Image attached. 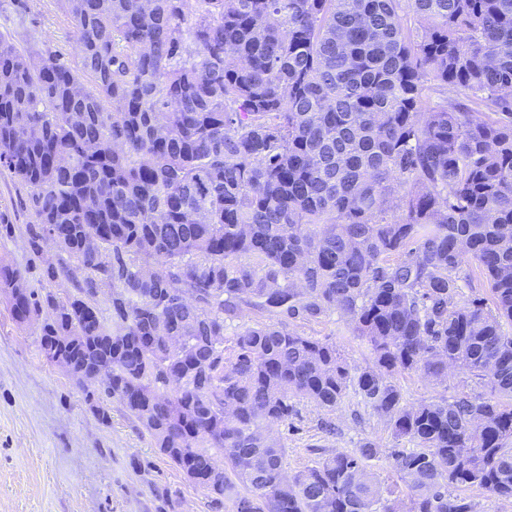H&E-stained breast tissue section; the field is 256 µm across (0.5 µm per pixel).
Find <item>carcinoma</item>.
<instances>
[{"mask_svg":"<svg viewBox=\"0 0 512 512\" xmlns=\"http://www.w3.org/2000/svg\"><path fill=\"white\" fill-rule=\"evenodd\" d=\"M56 2L79 65L0 36V166L33 190L31 251L82 277L64 302L0 268L14 319L50 310L45 359L100 366L98 391L231 512H393L376 443L285 482L265 434L351 388L417 445L392 454L407 512H473L451 485L512 500V0ZM448 86L485 111L432 99ZM466 260L494 309L455 302ZM248 311L271 321L225 335ZM330 313L370 364L287 323ZM450 368L486 395L407 405L393 382Z\"/></svg>","mask_w":512,"mask_h":512,"instance_id":"cac0c4a2","label":"carcinoma"}]
</instances>
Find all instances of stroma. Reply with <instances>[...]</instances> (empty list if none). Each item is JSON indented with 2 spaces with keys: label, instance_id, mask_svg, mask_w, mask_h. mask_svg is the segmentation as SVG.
Masks as SVG:
<instances>
[{
  "label": "stroma",
  "instance_id": "obj_1",
  "mask_svg": "<svg viewBox=\"0 0 512 512\" xmlns=\"http://www.w3.org/2000/svg\"><path fill=\"white\" fill-rule=\"evenodd\" d=\"M0 35L34 53L61 54L75 62L78 46L55 0H0ZM31 189L0 168V264L22 270L29 288L58 300L76 295L66 277L49 279L48 267L67 264V254L51 245L41 253L28 246L27 227L35 223ZM43 316L17 326L7 296L0 292V512H230L214 508L166 457L119 399L89 396L63 368L48 363L37 339ZM298 333L335 342L349 362L363 363L367 350L338 314L317 322H295ZM406 404L455 396L463 376L451 372L441 383L414 372L395 374ZM111 415L102 423L96 405ZM331 420L335 435L319 423ZM271 435L285 449L284 468L292 473L313 465L323 451L351 453L364 440L383 452L372 471L384 501L405 512L408 489L390 465L395 450H413L395 438L385 421L361 398L348 393L336 410L325 412L301 401L298 413L274 424Z\"/></svg>",
  "mask_w": 512,
  "mask_h": 512
}]
</instances>
